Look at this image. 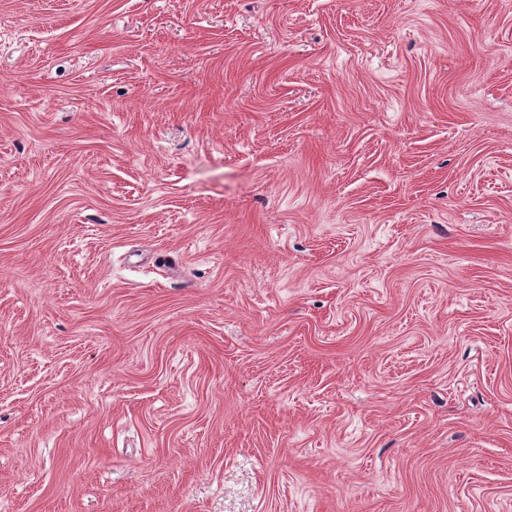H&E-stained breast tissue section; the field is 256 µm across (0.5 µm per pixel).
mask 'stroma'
<instances>
[{
	"instance_id": "stroma-1",
	"label": "stroma",
	"mask_w": 512,
	"mask_h": 512,
	"mask_svg": "<svg viewBox=\"0 0 512 512\" xmlns=\"http://www.w3.org/2000/svg\"><path fill=\"white\" fill-rule=\"evenodd\" d=\"M0 512H512V0H0Z\"/></svg>"
}]
</instances>
